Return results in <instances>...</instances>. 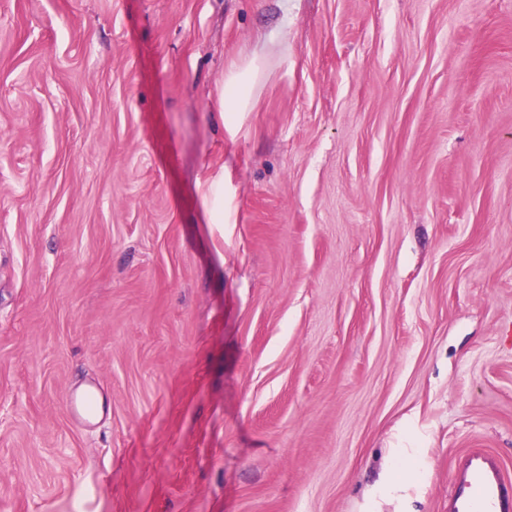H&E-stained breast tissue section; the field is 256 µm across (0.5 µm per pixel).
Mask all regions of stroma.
<instances>
[{
  "label": "stroma",
  "mask_w": 512,
  "mask_h": 512,
  "mask_svg": "<svg viewBox=\"0 0 512 512\" xmlns=\"http://www.w3.org/2000/svg\"><path fill=\"white\" fill-rule=\"evenodd\" d=\"M508 325L512 0H0V512H448ZM257 55L251 59L243 68L234 67L231 69L225 81L223 80L217 102L219 116L224 112H245L250 103V86L254 81H247L251 71L254 77L258 76L259 66L256 63ZM203 206L208 223L220 224L224 221V172L211 175L203 187ZM97 391L88 388L82 392H70L67 396V404L73 415L91 419L96 414Z\"/></svg>",
  "instance_id": "1"
}]
</instances>
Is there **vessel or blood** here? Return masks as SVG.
<instances>
[{
  "label": "vessel or blood",
  "mask_w": 512,
  "mask_h": 512,
  "mask_svg": "<svg viewBox=\"0 0 512 512\" xmlns=\"http://www.w3.org/2000/svg\"><path fill=\"white\" fill-rule=\"evenodd\" d=\"M96 400L93 388L67 396L70 412L86 419L95 416ZM448 512H512V483L505 481L496 456L473 448L458 460Z\"/></svg>",
  "instance_id": "b4317fda"
}]
</instances>
